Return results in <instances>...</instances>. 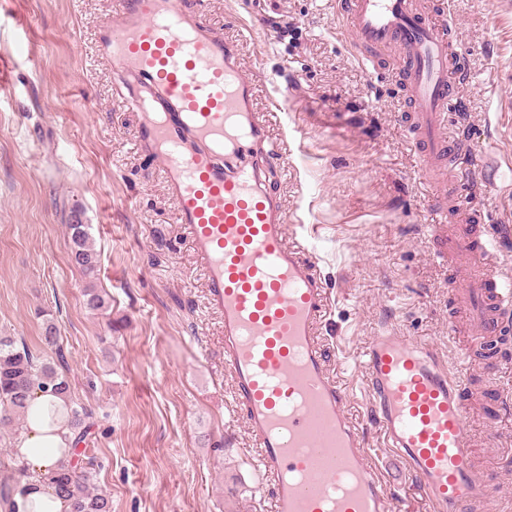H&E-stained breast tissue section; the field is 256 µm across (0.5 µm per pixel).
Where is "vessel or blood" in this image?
<instances>
[{"instance_id":"vessel-or-blood-1","label":"vessel or blood","mask_w":512,"mask_h":512,"mask_svg":"<svg viewBox=\"0 0 512 512\" xmlns=\"http://www.w3.org/2000/svg\"><path fill=\"white\" fill-rule=\"evenodd\" d=\"M429 13L422 0H336L358 57L372 65L394 54L419 165L433 172L465 153L448 136V112L468 71L449 24ZM96 52L135 86L126 100L140 113L134 137L162 160L177 222L205 271L207 304L223 320L224 367L272 512H390L395 486L373 460L350 411L353 390L322 342L332 293L316 256L290 238V216L267 177L283 153L237 46L182 0H115L97 26ZM511 240V225L488 224L478 233L462 226L448 241L465 257L456 299L501 359L512 340V273L498 251ZM362 357L365 398L392 461L435 512H485L499 489L480 476L473 454L472 352L450 368L432 346L387 325Z\"/></svg>"}]
</instances>
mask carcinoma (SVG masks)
Instances as JSON below:
<instances>
[{
    "label": "carcinoma",
    "mask_w": 512,
    "mask_h": 512,
    "mask_svg": "<svg viewBox=\"0 0 512 512\" xmlns=\"http://www.w3.org/2000/svg\"><path fill=\"white\" fill-rule=\"evenodd\" d=\"M73 244L72 258L89 283H94L99 258L90 242L85 224L69 225ZM51 393L68 402V423L75 436L74 456L86 454L79 445L86 440L87 422L92 412L71 398V382L55 362L42 360L26 346L18 347L10 336H0V429L9 445L21 427L34 392ZM92 461L60 463L50 479L59 495L70 500L72 512H112V499L100 491L90 471ZM35 479L23 463L5 465L0 470V512H21L26 492Z\"/></svg>",
    "instance_id": "1"
}]
</instances>
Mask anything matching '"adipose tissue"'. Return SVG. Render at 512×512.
<instances>
[{
    "label": "adipose tissue",
    "instance_id": "ef3b65f1",
    "mask_svg": "<svg viewBox=\"0 0 512 512\" xmlns=\"http://www.w3.org/2000/svg\"><path fill=\"white\" fill-rule=\"evenodd\" d=\"M73 444L64 400L36 393L14 442L18 458L39 475L35 490L28 495L26 512H71L70 501L57 493L47 475L61 460L71 459Z\"/></svg>",
    "mask_w": 512,
    "mask_h": 512
}]
</instances>
